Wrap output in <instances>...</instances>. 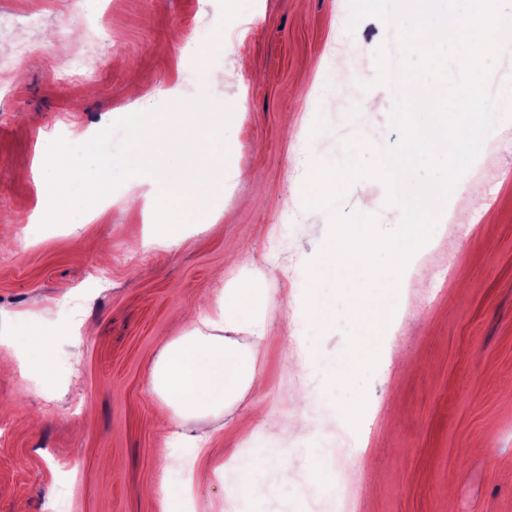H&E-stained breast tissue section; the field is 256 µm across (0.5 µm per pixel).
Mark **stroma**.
<instances>
[{"instance_id": "35a3bbf8", "label": "stroma", "mask_w": 512, "mask_h": 512, "mask_svg": "<svg viewBox=\"0 0 512 512\" xmlns=\"http://www.w3.org/2000/svg\"><path fill=\"white\" fill-rule=\"evenodd\" d=\"M81 6L0 0L12 46L30 49L0 76V314L15 319L0 336L33 330L53 351L46 379L0 367V512H51L62 494L70 512H224L237 477L216 469L248 438L263 450L264 512H336L345 489L352 512H512V123L468 173L465 221L436 224L408 278L412 302L365 384L373 415L353 450L341 420L353 393L327 385L350 318L337 309L318 335L305 309L332 217L305 208V181L311 166H338L353 135L377 149L397 141L393 89L363 79L352 51L377 52L392 30L375 15L348 30V0H100L106 33L64 30ZM79 68L91 81H69ZM173 88L233 108L206 220L185 224L177 246L149 243L148 188L132 202L122 185L43 226L48 134L128 111L133 89L158 110ZM366 195L378 230L393 233L400 208L383 180L353 181L343 208L359 211ZM250 277L265 313L237 338L257 344L264 387L220 414L160 425L150 379L163 346L209 318L226 282ZM80 289L78 329L56 305ZM288 391L307 396L303 431L288 429ZM187 466L207 485L193 500Z\"/></svg>"}]
</instances>
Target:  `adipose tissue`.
I'll list each match as a JSON object with an SVG mask.
<instances>
[{
  "instance_id": "1",
  "label": "adipose tissue",
  "mask_w": 512,
  "mask_h": 512,
  "mask_svg": "<svg viewBox=\"0 0 512 512\" xmlns=\"http://www.w3.org/2000/svg\"><path fill=\"white\" fill-rule=\"evenodd\" d=\"M213 310L233 329L263 310V293L241 280L225 287ZM257 346H243L224 336L192 328L165 344L151 374L166 423L203 418L239 401L259 382Z\"/></svg>"
}]
</instances>
